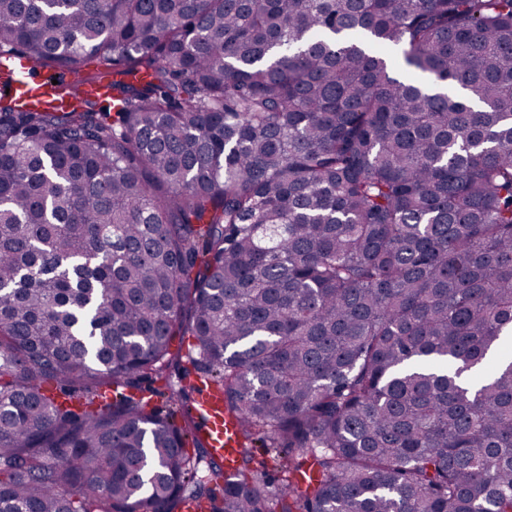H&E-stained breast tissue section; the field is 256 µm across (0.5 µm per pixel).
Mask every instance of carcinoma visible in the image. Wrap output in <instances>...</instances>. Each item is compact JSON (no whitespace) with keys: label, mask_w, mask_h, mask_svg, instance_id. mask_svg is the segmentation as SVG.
Returning a JSON list of instances; mask_svg holds the SVG:
<instances>
[{"label":"carcinoma","mask_w":512,"mask_h":512,"mask_svg":"<svg viewBox=\"0 0 512 512\" xmlns=\"http://www.w3.org/2000/svg\"><path fill=\"white\" fill-rule=\"evenodd\" d=\"M4 53L113 112L0 96V512H512V0H0ZM199 413L202 426L211 453L224 463L226 469L236 467L243 448L237 439L236 429L224 418L222 399L210 390H204L198 396Z\"/></svg>","instance_id":"obj_1"}]
</instances>
